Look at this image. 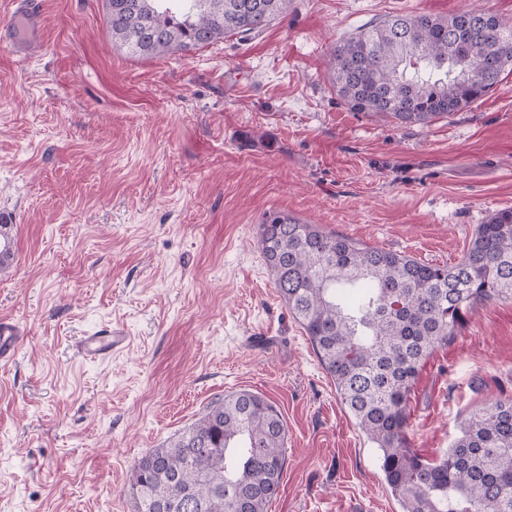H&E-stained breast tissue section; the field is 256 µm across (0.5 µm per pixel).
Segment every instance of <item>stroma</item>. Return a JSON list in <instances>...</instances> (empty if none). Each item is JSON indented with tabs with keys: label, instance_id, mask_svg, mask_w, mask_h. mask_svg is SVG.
<instances>
[{
	"label": "stroma",
	"instance_id": "obj_1",
	"mask_svg": "<svg viewBox=\"0 0 512 512\" xmlns=\"http://www.w3.org/2000/svg\"><path fill=\"white\" fill-rule=\"evenodd\" d=\"M512 0H292L267 28L142 57L112 41L103 0H38L17 47L0 0V217L12 239L0 320V512H134L129 476L217 397L279 407L282 486L267 512H401L257 242L267 213L437 265L512 207V71L427 124L352 111L336 46L395 15ZM117 324L129 346L80 359ZM512 398V299L475 304L419 368L406 437L440 456L461 422ZM21 335L20 328L10 321H0V357H11L16 354L19 339Z\"/></svg>",
	"mask_w": 512,
	"mask_h": 512
}]
</instances>
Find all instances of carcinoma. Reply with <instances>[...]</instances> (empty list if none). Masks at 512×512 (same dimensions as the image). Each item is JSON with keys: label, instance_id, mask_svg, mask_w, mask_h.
Listing matches in <instances>:
<instances>
[{"label": "carcinoma", "instance_id": "obj_1", "mask_svg": "<svg viewBox=\"0 0 512 512\" xmlns=\"http://www.w3.org/2000/svg\"><path fill=\"white\" fill-rule=\"evenodd\" d=\"M104 0L112 39L134 55L186 52L259 31L292 0ZM512 66V25L482 10L395 16L333 55L355 112L427 124L487 95ZM275 288L336 392L379 453L402 512H512V399L469 416L438 459L411 448L407 401L418 366L481 301L512 299V208L491 212L454 265L327 234L288 213L259 225ZM287 432L278 407L240 390L133 467L136 512H266L282 484Z\"/></svg>", "mask_w": 512, "mask_h": 512}]
</instances>
